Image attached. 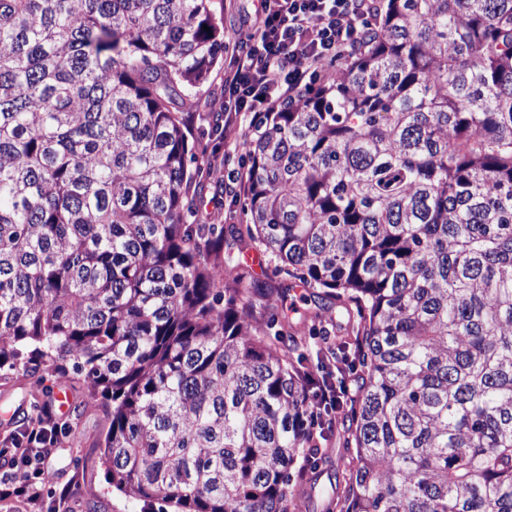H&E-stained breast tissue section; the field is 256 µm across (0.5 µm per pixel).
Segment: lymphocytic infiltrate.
Masks as SVG:
<instances>
[{"mask_svg":"<svg viewBox=\"0 0 512 512\" xmlns=\"http://www.w3.org/2000/svg\"><path fill=\"white\" fill-rule=\"evenodd\" d=\"M373 21L369 0H261L260 12L224 70V125L243 127L258 113L301 98L313 78L355 45ZM42 407L36 422L0 441L14 468L0 472V501L42 500L53 475Z\"/></svg>","mask_w":512,"mask_h":512,"instance_id":"lymphocytic-infiltrate-1","label":"lymphocytic infiltrate"}]
</instances>
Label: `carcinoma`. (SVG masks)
<instances>
[{
  "instance_id": "carcinoma-1",
  "label": "carcinoma",
  "mask_w": 512,
  "mask_h": 512,
  "mask_svg": "<svg viewBox=\"0 0 512 512\" xmlns=\"http://www.w3.org/2000/svg\"><path fill=\"white\" fill-rule=\"evenodd\" d=\"M225 49L211 0H0V380L101 396L130 498L300 512L302 325L339 318V512H512V0H382L244 136L245 223L189 224ZM247 246L314 308L246 319Z\"/></svg>"
}]
</instances>
